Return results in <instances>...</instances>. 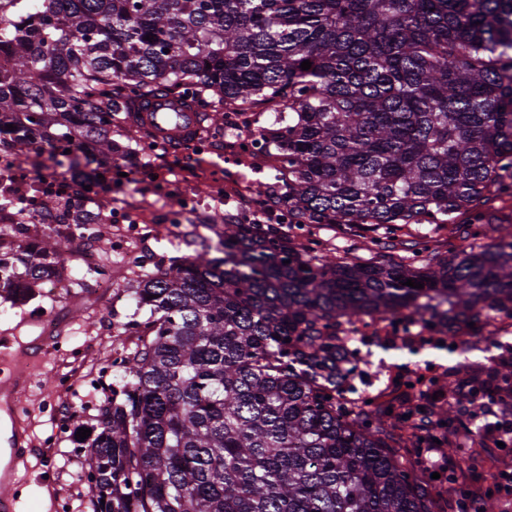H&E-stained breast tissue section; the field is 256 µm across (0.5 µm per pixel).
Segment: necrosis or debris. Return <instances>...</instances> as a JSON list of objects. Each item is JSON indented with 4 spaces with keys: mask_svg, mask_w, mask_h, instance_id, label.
Listing matches in <instances>:
<instances>
[{
    "mask_svg": "<svg viewBox=\"0 0 512 512\" xmlns=\"http://www.w3.org/2000/svg\"><path fill=\"white\" fill-rule=\"evenodd\" d=\"M194 148L201 154L223 151L228 162L237 165L249 164L262 155L261 136L253 128L221 147L209 133H199ZM103 184L94 179L73 180L53 171L29 172L19 164L10 148H0V232L10 234L16 225L36 223L61 235L81 238L84 249L80 265L86 280L92 281L94 293H111L120 300L126 293L114 290L111 272L101 263L97 225L112 224L116 227L110 248L118 259V270L132 267L151 270L161 264L163 257L150 244L151 226L131 223L127 209L113 205ZM158 184L160 193L170 198L165 209L167 223L181 224L189 217H202L210 224L223 223L221 209L212 207L204 197L174 190L164 178L159 179ZM224 193L230 198L243 199L244 206L236 214L242 222L251 223L262 217L282 224L288 221L286 209L271 208L265 198L253 195L248 182L236 174L227 176ZM48 196L68 197V208L52 213L42 212L40 202ZM92 198L98 199V207H89L88 201Z\"/></svg>",
    "mask_w": 512,
    "mask_h": 512,
    "instance_id": "necrosis-or-debris-1",
    "label": "necrosis or debris"
}]
</instances>
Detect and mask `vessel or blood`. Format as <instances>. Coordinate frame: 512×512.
Wrapping results in <instances>:
<instances>
[{
	"mask_svg": "<svg viewBox=\"0 0 512 512\" xmlns=\"http://www.w3.org/2000/svg\"><path fill=\"white\" fill-rule=\"evenodd\" d=\"M143 125L165 143L170 152L185 153L194 143L205 116L195 106L172 96H158L142 103ZM13 340L0 337V512H17L21 482L17 466L30 452V440L17 416L27 380L13 364Z\"/></svg>",
	"mask_w": 512,
	"mask_h": 512,
	"instance_id": "vessel-or-blood-1",
	"label": "vessel or blood"
}]
</instances>
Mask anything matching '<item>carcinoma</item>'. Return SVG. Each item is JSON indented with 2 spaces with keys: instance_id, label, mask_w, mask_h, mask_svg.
Segmentation results:
<instances>
[{
  "instance_id": "cac0c4a2",
  "label": "carcinoma",
  "mask_w": 512,
  "mask_h": 512,
  "mask_svg": "<svg viewBox=\"0 0 512 512\" xmlns=\"http://www.w3.org/2000/svg\"><path fill=\"white\" fill-rule=\"evenodd\" d=\"M1 52L0 144L17 156L40 142L74 171L119 155L112 128L150 135L134 106L153 95L215 122L271 112L272 205L297 227L376 232L363 262L226 215L215 243L136 272L151 334L82 442L95 512H438L396 447L431 437L434 411L340 402L336 326L512 314V231L484 210L512 194V0H10ZM462 216L481 244L390 255L400 225ZM68 244L0 251V291L33 287ZM461 376L512 395V351Z\"/></svg>"
}]
</instances>
